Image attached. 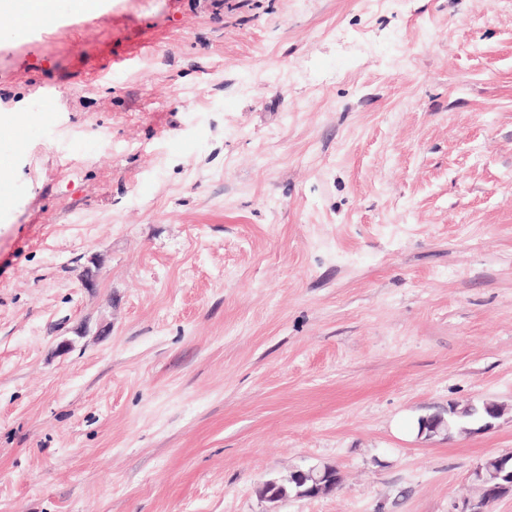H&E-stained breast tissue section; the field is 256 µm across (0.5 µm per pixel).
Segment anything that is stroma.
Here are the masks:
<instances>
[{
    "label": "stroma",
    "mask_w": 512,
    "mask_h": 512,
    "mask_svg": "<svg viewBox=\"0 0 512 512\" xmlns=\"http://www.w3.org/2000/svg\"><path fill=\"white\" fill-rule=\"evenodd\" d=\"M59 15L0 19V512H457L512 452V0ZM308 472L300 471L299 475L288 478V489L283 483L284 478L267 480L263 483L260 494L270 503H278L291 496L297 498L316 497L329 492L332 485L329 482L330 476L327 471H315L309 468Z\"/></svg>",
    "instance_id": "35a3bbf8"
}]
</instances>
